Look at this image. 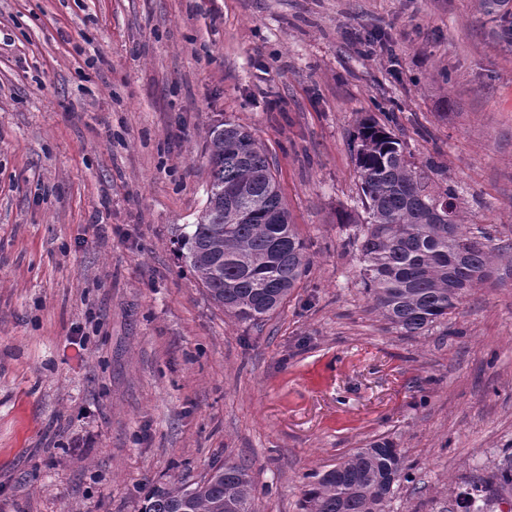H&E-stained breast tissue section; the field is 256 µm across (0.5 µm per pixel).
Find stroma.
Wrapping results in <instances>:
<instances>
[{"instance_id":"1","label":"stroma","mask_w":512,"mask_h":512,"mask_svg":"<svg viewBox=\"0 0 512 512\" xmlns=\"http://www.w3.org/2000/svg\"><path fill=\"white\" fill-rule=\"evenodd\" d=\"M512 0H0V512H140L251 464L254 512L404 451L386 512H456L512 454V248L404 336L344 243L349 140L393 113L465 224L512 244ZM231 121L267 153L310 267L260 325L176 253Z\"/></svg>"}]
</instances>
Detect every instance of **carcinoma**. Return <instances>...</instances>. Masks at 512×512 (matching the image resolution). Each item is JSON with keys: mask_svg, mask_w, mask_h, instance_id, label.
<instances>
[{"mask_svg": "<svg viewBox=\"0 0 512 512\" xmlns=\"http://www.w3.org/2000/svg\"><path fill=\"white\" fill-rule=\"evenodd\" d=\"M365 216L347 245L358 256L373 309L404 336L448 317L489 277L494 249L462 224L459 197L434 162L417 164L393 130L362 118L350 141ZM211 181L199 221L178 237V256L210 298L242 322L260 324L309 269L306 244L290 224L269 158L253 135L224 121L207 142ZM389 440L356 448L315 476L303 512H385L405 473ZM512 490V456L472 486L486 497ZM250 467L227 459L204 480L154 485L141 512H253Z\"/></svg>", "mask_w": 512, "mask_h": 512, "instance_id": "carcinoma-1", "label": "carcinoma"}]
</instances>
